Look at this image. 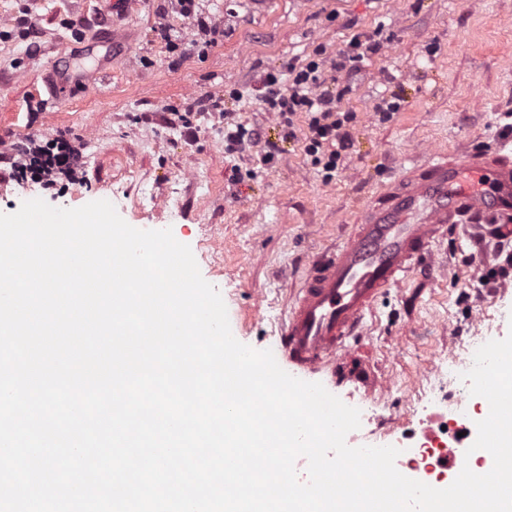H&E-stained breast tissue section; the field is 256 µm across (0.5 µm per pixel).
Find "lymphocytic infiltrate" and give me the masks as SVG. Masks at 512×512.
Here are the masks:
<instances>
[{
  "label": "lymphocytic infiltrate",
  "mask_w": 512,
  "mask_h": 512,
  "mask_svg": "<svg viewBox=\"0 0 512 512\" xmlns=\"http://www.w3.org/2000/svg\"><path fill=\"white\" fill-rule=\"evenodd\" d=\"M381 47V40L374 35L355 34L338 59L328 63L316 52L291 60L283 68L267 70L257 89L259 101L265 111L277 116L285 137L302 136L305 155L326 175L336 172L343 153L352 145L348 127L353 115L341 109L342 93L331 90L330 74L359 67ZM193 106L222 114L227 154L242 153L261 138L257 129L246 128L235 113L225 111L223 100L203 96ZM300 114L307 120V129L301 133L295 124ZM82 176L81 154L63 134L46 139L31 136L0 151V179L4 181L32 183L49 193L59 184Z\"/></svg>",
  "instance_id": "lymphocytic-infiltrate-1"
}]
</instances>
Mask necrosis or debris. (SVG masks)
<instances>
[{"label": "necrosis or debris", "mask_w": 512, "mask_h": 512, "mask_svg": "<svg viewBox=\"0 0 512 512\" xmlns=\"http://www.w3.org/2000/svg\"><path fill=\"white\" fill-rule=\"evenodd\" d=\"M512 318V308L500 306L498 315L469 342H457L435 357L428 372L414 386L413 403L421 410H434V429L416 432L409 422H402L400 434L392 441L400 451L396 459L398 471L426 475L429 480L443 481L442 465L449 449L465 448L472 443L475 423L489 413L488 402L470 395L469 383L463 375L473 365L478 347L501 339L503 326Z\"/></svg>", "instance_id": "obj_1"}]
</instances>
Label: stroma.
Instances as JSON below:
<instances>
[{"label": "stroma", "mask_w": 512, "mask_h": 512, "mask_svg": "<svg viewBox=\"0 0 512 512\" xmlns=\"http://www.w3.org/2000/svg\"><path fill=\"white\" fill-rule=\"evenodd\" d=\"M270 2L261 14L250 0H199L222 32L206 53L178 56L156 32L163 23L190 41L175 0H29V37L19 0H0V141L66 134L82 153L84 178L63 186L51 206L106 200L134 228L171 229L219 290L234 337L257 350L276 349L287 300L313 255L337 245L362 207L407 169L436 153L500 145L512 155V0ZM377 28L380 52L338 75L347 89L341 108L354 115L353 146L324 179L301 141L283 139L255 89L268 68L319 48L334 59L352 35ZM112 30L123 40L96 93H66L31 109L53 46L69 41L93 65ZM231 88L241 93L234 112L263 137L249 151L225 154L224 121L214 112L193 115L194 140L169 125L172 110ZM393 93L403 106L381 120L374 107ZM268 139L281 153L264 166ZM431 250L439 271L411 269L345 342L353 366L372 372L377 387L351 375L315 377L337 397H371L389 427L409 416L419 371L474 335L478 312L512 301V237L464 222Z\"/></svg>", "instance_id": "stroma-1"}]
</instances>
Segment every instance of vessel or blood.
Wrapping results in <instances>:
<instances>
[{
  "instance_id": "vessel-or-blood-1",
  "label": "vessel or blood",
  "mask_w": 512,
  "mask_h": 512,
  "mask_svg": "<svg viewBox=\"0 0 512 512\" xmlns=\"http://www.w3.org/2000/svg\"><path fill=\"white\" fill-rule=\"evenodd\" d=\"M71 85L96 90L80 66L54 74L47 90L55 97ZM464 220L512 233V156L476 151L411 171L365 210L340 245L315 257L291 298L281 333L289 373L339 364L345 339L377 300L411 268L431 263V241Z\"/></svg>"
}]
</instances>
